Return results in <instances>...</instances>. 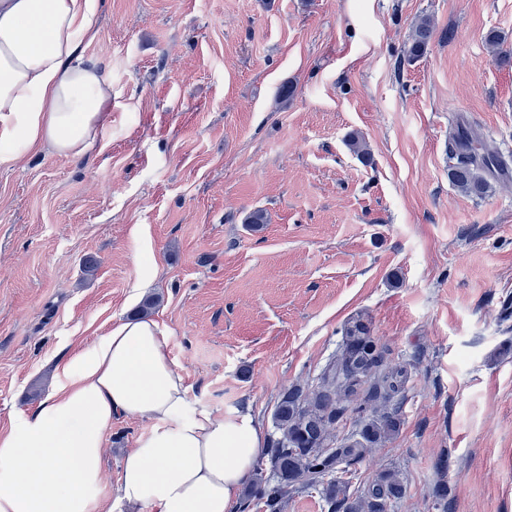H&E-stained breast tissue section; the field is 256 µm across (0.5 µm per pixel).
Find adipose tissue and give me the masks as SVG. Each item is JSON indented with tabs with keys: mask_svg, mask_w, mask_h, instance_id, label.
Returning a JSON list of instances; mask_svg holds the SVG:
<instances>
[{
	"mask_svg": "<svg viewBox=\"0 0 512 512\" xmlns=\"http://www.w3.org/2000/svg\"><path fill=\"white\" fill-rule=\"evenodd\" d=\"M97 0H0V168L29 153L80 156L112 117V86L84 58ZM55 387L0 433V512H112L100 496L112 419L148 423L124 456L134 512H231L260 455L250 413L194 408L169 337L121 320L57 362Z\"/></svg>",
	"mask_w": 512,
	"mask_h": 512,
	"instance_id": "1",
	"label": "adipose tissue"
}]
</instances>
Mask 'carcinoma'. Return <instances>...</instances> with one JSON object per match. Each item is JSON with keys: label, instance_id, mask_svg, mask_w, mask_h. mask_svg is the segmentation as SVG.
<instances>
[{"label": "carcinoma", "instance_id": "obj_1", "mask_svg": "<svg viewBox=\"0 0 512 512\" xmlns=\"http://www.w3.org/2000/svg\"><path fill=\"white\" fill-rule=\"evenodd\" d=\"M433 33L430 19L418 23L410 59L424 54ZM486 41L503 61L512 57L499 32H488ZM450 154L455 163L449 179L463 192L482 196L490 188L489 179L507 178V166L496 152L465 126L458 130ZM408 381L406 367L386 365L384 351L367 325L359 330L346 326L340 349L323 368L317 385L293 386L280 397L273 415L279 436L268 453L270 473L261 464L255 468L245 499L262 502L267 512H281L288 493L305 490L319 493L330 507L341 503L345 512H388L406 493L400 471L378 473L353 496L350 467L399 432V411L389 404ZM356 402L364 414L358 428L342 441L334 440L336 422Z\"/></svg>", "mask_w": 512, "mask_h": 512}]
</instances>
